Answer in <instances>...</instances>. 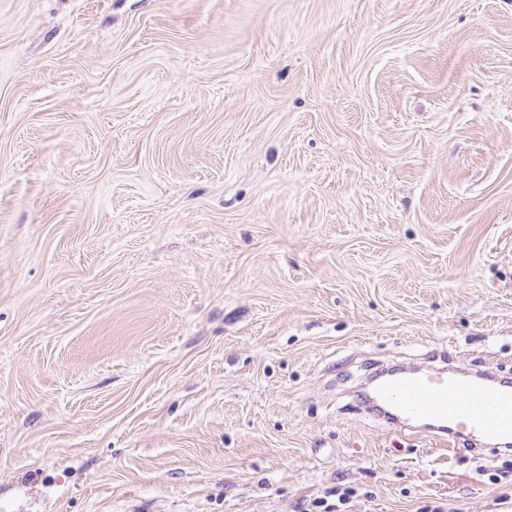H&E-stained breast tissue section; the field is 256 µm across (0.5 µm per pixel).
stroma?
I'll return each instance as SVG.
<instances>
[{"label": "stroma", "mask_w": 512, "mask_h": 512, "mask_svg": "<svg viewBox=\"0 0 512 512\" xmlns=\"http://www.w3.org/2000/svg\"><path fill=\"white\" fill-rule=\"evenodd\" d=\"M429 354L512 378V0H0V512H512ZM472 395L490 399L500 418L488 420L473 415L464 402ZM369 397L371 402L394 411L397 417L432 420L451 436L468 432L489 441L512 440V387L493 382L484 374L457 377L447 369L432 373L419 369L382 380ZM468 403L474 412L493 411L481 397H470Z\"/></svg>", "instance_id": "stroma-1"}]
</instances>
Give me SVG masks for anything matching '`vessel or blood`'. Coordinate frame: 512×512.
<instances>
[{"label":"vessel or blood","instance_id":"obj_1","mask_svg":"<svg viewBox=\"0 0 512 512\" xmlns=\"http://www.w3.org/2000/svg\"><path fill=\"white\" fill-rule=\"evenodd\" d=\"M473 395L490 399L500 413L499 419L473 415L465 404ZM371 399L404 419L432 420L452 436L465 432L489 441L512 439V387L483 374L458 377L447 370L410 371L382 380Z\"/></svg>","mask_w":512,"mask_h":512}]
</instances>
